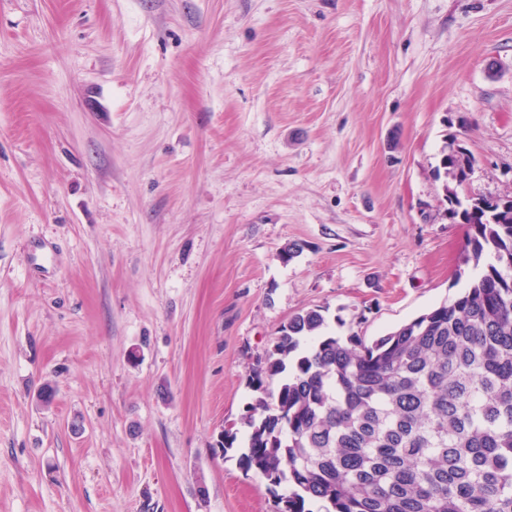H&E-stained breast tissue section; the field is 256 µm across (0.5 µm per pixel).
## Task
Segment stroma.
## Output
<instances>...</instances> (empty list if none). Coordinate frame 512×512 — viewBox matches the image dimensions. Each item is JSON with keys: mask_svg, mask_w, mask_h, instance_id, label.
Returning a JSON list of instances; mask_svg holds the SVG:
<instances>
[{"mask_svg": "<svg viewBox=\"0 0 512 512\" xmlns=\"http://www.w3.org/2000/svg\"><path fill=\"white\" fill-rule=\"evenodd\" d=\"M449 187L512 193V0H0V512H277L252 366L462 293Z\"/></svg>", "mask_w": 512, "mask_h": 512, "instance_id": "stroma-1", "label": "stroma"}]
</instances>
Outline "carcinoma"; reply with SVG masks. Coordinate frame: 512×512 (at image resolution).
Masks as SVG:
<instances>
[{
	"mask_svg": "<svg viewBox=\"0 0 512 512\" xmlns=\"http://www.w3.org/2000/svg\"><path fill=\"white\" fill-rule=\"evenodd\" d=\"M445 192L476 270L457 298L370 344L300 312L252 368L239 465L291 485L283 512H512V200Z\"/></svg>",
	"mask_w": 512,
	"mask_h": 512,
	"instance_id": "obj_1",
	"label": "carcinoma"
}]
</instances>
